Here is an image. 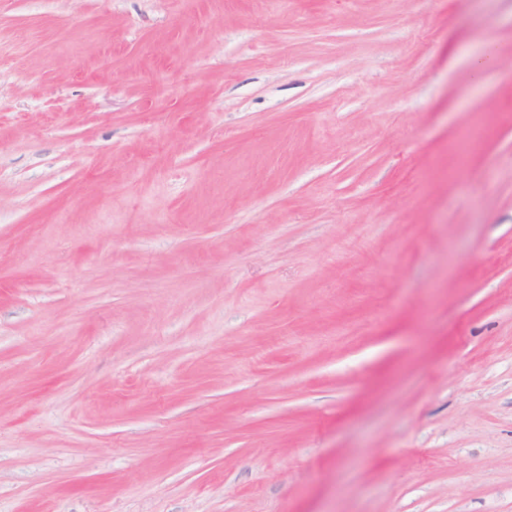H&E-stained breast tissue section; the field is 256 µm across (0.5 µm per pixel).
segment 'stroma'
<instances>
[{"mask_svg": "<svg viewBox=\"0 0 512 512\" xmlns=\"http://www.w3.org/2000/svg\"><path fill=\"white\" fill-rule=\"evenodd\" d=\"M0 512H512V0H0Z\"/></svg>", "mask_w": 512, "mask_h": 512, "instance_id": "1", "label": "stroma"}]
</instances>
